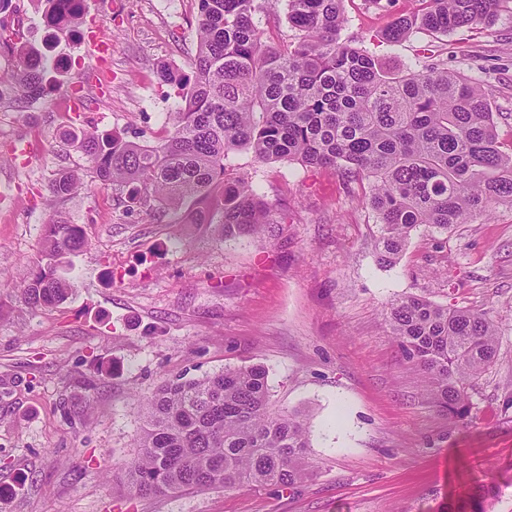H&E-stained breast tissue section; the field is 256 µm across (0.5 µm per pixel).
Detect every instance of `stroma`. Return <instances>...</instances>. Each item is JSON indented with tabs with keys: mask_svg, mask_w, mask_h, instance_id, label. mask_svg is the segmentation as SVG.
I'll list each match as a JSON object with an SVG mask.
<instances>
[{
	"mask_svg": "<svg viewBox=\"0 0 512 512\" xmlns=\"http://www.w3.org/2000/svg\"><path fill=\"white\" fill-rule=\"evenodd\" d=\"M421 0H344L342 38L390 67H415L427 44L481 83L503 145L512 144V0L492 26L399 43L382 33ZM196 0H85L78 33L54 49L66 64L42 98L0 97V512H512V208L490 222L412 235L380 264L377 221L360 185L331 167L226 163L287 211L281 224L228 238L207 223L211 200L129 209L61 137L94 127L153 144L176 108L157 71L188 69ZM44 45L34 0H12L0 36ZM112 43L100 65L92 33ZM33 148L14 165L12 146ZM62 170L82 189L54 197ZM80 225L66 301L34 309L21 290L45 264L52 218ZM408 295L482 311L498 354L469 389L465 419L440 411L383 319ZM264 366L270 407L311 416V476L291 485L136 494L123 466L138 454L144 396L165 379Z\"/></svg>",
	"mask_w": 512,
	"mask_h": 512,
	"instance_id": "stroma-1",
	"label": "stroma"
}]
</instances>
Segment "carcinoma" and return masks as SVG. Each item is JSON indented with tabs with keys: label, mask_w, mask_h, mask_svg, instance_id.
<instances>
[{
	"label": "carcinoma",
	"mask_w": 512,
	"mask_h": 512,
	"mask_svg": "<svg viewBox=\"0 0 512 512\" xmlns=\"http://www.w3.org/2000/svg\"><path fill=\"white\" fill-rule=\"evenodd\" d=\"M53 35L73 34L83 12L70 0H42ZM197 47L191 74L163 67L159 79L177 89L172 127L143 147L96 129L64 130L94 177L125 194L130 207L177 210L215 199L211 223L224 236L254 233L273 221V207L226 158L249 151L259 163L298 161L333 167L367 184L361 202L376 216L379 259L393 263L412 232L448 230L512 206V152L502 149L494 113L476 80L448 70L441 49L419 68L395 73L367 50L341 38L342 0H286L293 41L265 44L259 18L269 0H197ZM419 16H400L390 42L426 31L447 35L467 24L494 22L500 0H424ZM62 73L57 57L19 49L13 88L34 100L46 75ZM81 178L61 171L53 194L67 197ZM89 245L81 227L57 218L44 252L22 289L33 307L64 302L70 285L60 269ZM407 362L421 371L433 402L468 414L467 390L493 363L499 328L484 312L448 308L407 296L384 313ZM261 365L226 367L204 379L163 381L144 398L138 456L125 464L142 495L193 489L294 485L309 476L305 415L269 408Z\"/></svg>",
	"instance_id": "carcinoma-1"
}]
</instances>
